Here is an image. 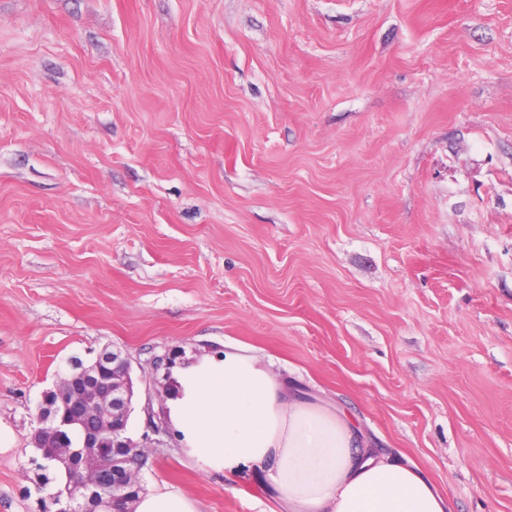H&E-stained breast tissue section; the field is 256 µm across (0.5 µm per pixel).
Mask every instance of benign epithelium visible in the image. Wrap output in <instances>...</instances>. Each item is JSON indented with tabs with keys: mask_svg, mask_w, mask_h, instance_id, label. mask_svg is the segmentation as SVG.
Masks as SVG:
<instances>
[{
	"mask_svg": "<svg viewBox=\"0 0 512 512\" xmlns=\"http://www.w3.org/2000/svg\"><path fill=\"white\" fill-rule=\"evenodd\" d=\"M134 383L132 360L102 350L89 365L70 361V371L43 393L31 436L42 469H61L63 488L49 496L55 512H121L116 502L141 490L147 444L127 436Z\"/></svg>",
	"mask_w": 512,
	"mask_h": 512,
	"instance_id": "benign-epithelium-1",
	"label": "benign epithelium"
}]
</instances>
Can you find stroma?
Returning a JSON list of instances; mask_svg holds the SVG:
<instances>
[{"label": "stroma", "mask_w": 512, "mask_h": 512, "mask_svg": "<svg viewBox=\"0 0 512 512\" xmlns=\"http://www.w3.org/2000/svg\"><path fill=\"white\" fill-rule=\"evenodd\" d=\"M241 345L512 512V0H0V512H49L36 407L70 360ZM143 489L280 512L175 429Z\"/></svg>", "instance_id": "obj_1"}]
</instances>
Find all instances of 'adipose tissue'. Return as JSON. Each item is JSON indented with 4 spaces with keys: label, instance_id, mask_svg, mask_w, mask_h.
I'll return each instance as SVG.
<instances>
[{
    "label": "adipose tissue",
    "instance_id": "1",
    "mask_svg": "<svg viewBox=\"0 0 512 512\" xmlns=\"http://www.w3.org/2000/svg\"><path fill=\"white\" fill-rule=\"evenodd\" d=\"M170 419L193 457L232 477L264 476L282 512H452L426 472L361 445L343 410L289 390L242 347L172 372ZM135 512H200L168 486L141 494Z\"/></svg>",
    "mask_w": 512,
    "mask_h": 512
}]
</instances>
